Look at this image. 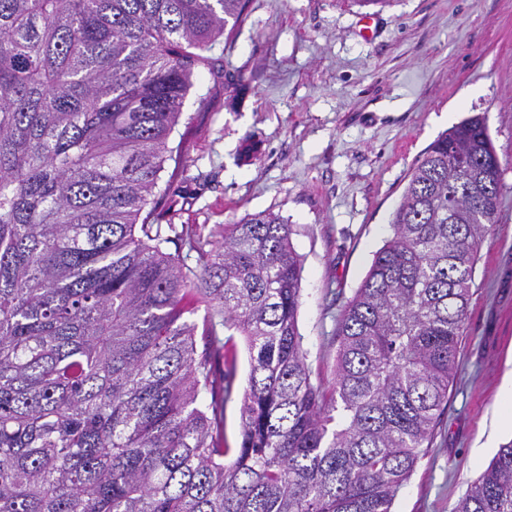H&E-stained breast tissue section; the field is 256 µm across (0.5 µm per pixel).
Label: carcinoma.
I'll return each mask as SVG.
<instances>
[{
	"label": "carcinoma",
	"mask_w": 512,
	"mask_h": 512,
	"mask_svg": "<svg viewBox=\"0 0 512 512\" xmlns=\"http://www.w3.org/2000/svg\"><path fill=\"white\" fill-rule=\"evenodd\" d=\"M245 8L0 0V512H392L431 447L499 207L485 119L412 169L327 390L298 328L291 225L178 233L153 206L195 69ZM236 333L250 370L226 448L235 378L212 359ZM454 512H512V441ZM240 403L229 401L224 407V444L228 448L239 447L241 441Z\"/></svg>",
	"instance_id": "1"
}]
</instances>
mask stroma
<instances>
[{"label": "stroma", "mask_w": 512, "mask_h": 512, "mask_svg": "<svg viewBox=\"0 0 512 512\" xmlns=\"http://www.w3.org/2000/svg\"><path fill=\"white\" fill-rule=\"evenodd\" d=\"M167 160L165 223L202 233L274 212L303 257L299 331L332 387L340 315L391 238L425 149L480 115L502 165L497 222L482 242L448 406L392 512H453L500 445L499 389L512 371V0H248L208 51ZM247 84L236 107L227 80ZM257 159H238L245 139Z\"/></svg>", "instance_id": "stroma-1"}]
</instances>
